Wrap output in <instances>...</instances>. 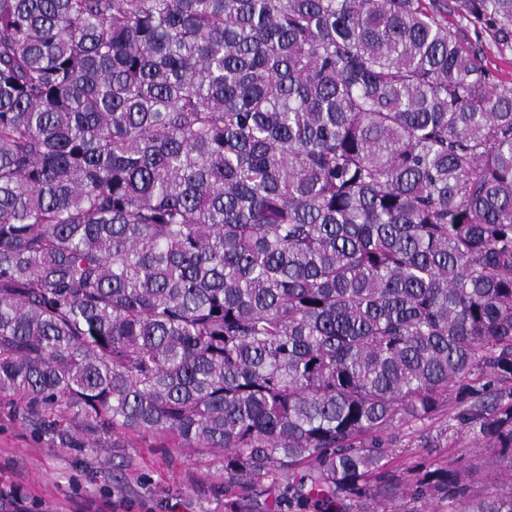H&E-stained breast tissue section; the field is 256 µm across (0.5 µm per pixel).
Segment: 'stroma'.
I'll return each mask as SVG.
<instances>
[{"label":"stroma","instance_id":"1","mask_svg":"<svg viewBox=\"0 0 512 512\" xmlns=\"http://www.w3.org/2000/svg\"><path fill=\"white\" fill-rule=\"evenodd\" d=\"M15 395H0V491L19 488L27 512H224L223 452L178 448L166 435L93 432L74 423L75 448L39 420L20 412ZM443 415L396 429L394 463L421 460L471 469V496L512 490V469L478 447L456 420Z\"/></svg>","mask_w":512,"mask_h":512}]
</instances>
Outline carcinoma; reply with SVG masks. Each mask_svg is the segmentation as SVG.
Masks as SVG:
<instances>
[{"label":"carcinoma","mask_w":512,"mask_h":512,"mask_svg":"<svg viewBox=\"0 0 512 512\" xmlns=\"http://www.w3.org/2000/svg\"><path fill=\"white\" fill-rule=\"evenodd\" d=\"M512 0H0V395L224 452L225 512H512ZM484 46V64L494 75L498 84L512 87V52H500L488 33L480 34ZM458 411L456 405L449 404L443 415L396 429L394 465H398L399 471L406 474L405 468L416 461L437 460L448 463V467L472 470L469 483L471 496L485 494L489 488L486 481L494 476L498 489L510 492L512 472L488 448L478 447L479 444L473 441V434L456 421Z\"/></svg>","instance_id":"obj_1"}]
</instances>
